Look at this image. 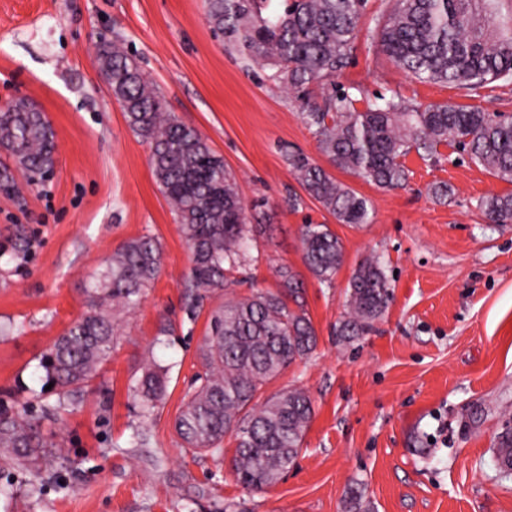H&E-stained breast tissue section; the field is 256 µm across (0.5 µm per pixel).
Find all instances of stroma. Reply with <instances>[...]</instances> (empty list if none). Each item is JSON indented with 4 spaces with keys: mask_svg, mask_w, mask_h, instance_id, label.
<instances>
[{
    "mask_svg": "<svg viewBox=\"0 0 512 512\" xmlns=\"http://www.w3.org/2000/svg\"><path fill=\"white\" fill-rule=\"evenodd\" d=\"M390 10L368 0L349 63L336 81L359 99L399 94L414 102L512 114V85L480 96L404 73L370 31ZM119 36L167 106L196 127L237 177L259 232L247 283L234 292L278 291L280 266L304 283L317 347L264 396L306 389L314 417L295 465L274 485L250 490L224 454L192 455L175 420L200 370L198 349L225 296L206 295L188 314L191 253L158 188L150 149L127 125L96 63L100 37ZM36 102L56 135L54 167L27 184L0 150V402L40 405L37 366L85 310L99 262L126 241L157 238L161 270L134 310L117 318L118 340L83 402L59 423L42 421L67 459L30 496L27 473L0 469V512H347L348 490L372 512H512V475L495 462V436L512 418V224H489L477 202L512 193L452 147L437 161L409 154L406 187L384 190L342 170L337 180L371 202L372 223H335L294 179L288 155L326 159L299 103L245 68L205 19L204 0H0V105ZM454 188L447 203L432 184ZM302 199L291 209L292 196ZM327 224L344 261L332 286L303 264L302 229ZM379 257L393 300L373 329L350 343L336 324L349 280ZM162 367L165 396L149 420L134 386ZM150 442L136 443L138 432Z\"/></svg>",
    "mask_w": 512,
    "mask_h": 512,
    "instance_id": "stroma-1",
    "label": "stroma"
}]
</instances>
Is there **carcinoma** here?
Here are the masks:
<instances>
[{
	"instance_id": "1",
	"label": "carcinoma",
	"mask_w": 512,
	"mask_h": 512,
	"mask_svg": "<svg viewBox=\"0 0 512 512\" xmlns=\"http://www.w3.org/2000/svg\"><path fill=\"white\" fill-rule=\"evenodd\" d=\"M366 0H206L207 16L247 62L271 70L269 80L293 94L318 149L333 167L367 183L395 189L405 185L412 152L434 160L448 145L512 182V116L477 107H423L397 94L357 99L336 84L348 63L354 32ZM372 36L408 76L422 83L453 85L477 95L488 84H512V0H393L389 16ZM97 61L130 129L150 148L160 191L175 213L192 253L185 285L189 312L202 293L228 291L234 271L246 265L253 240L237 179L224 158L195 127L167 111L143 74L140 61L119 40L101 38ZM321 87L316 95L313 85ZM0 147L19 156L27 181L49 173L54 132L42 112L0 110ZM295 180L340 224L372 222L370 201L336 180L300 152L289 155ZM477 207L490 224H512V193L490 194ZM303 262L321 283L330 284L343 262L340 238L326 224H306ZM161 266L159 242L130 239L100 266L86 288V311L56 338L40 359L42 386L56 396L41 417L56 418L78 405L115 344L114 312L131 310ZM283 290L231 296L213 311L199 348L202 372L185 396L175 430L193 453L224 454L234 443L233 467L244 486L275 484L302 451L313 415L309 393L300 386L256 401L261 390L288 366L311 355L317 334L302 300L303 282L288 267L278 271ZM392 301L386 268L377 257L362 262L349 282L336 335L351 340L367 334ZM294 306H289V303ZM140 417L150 418L164 395V381L148 367L137 381ZM495 462L512 473V421L495 436ZM42 437L28 408H0V463L35 475L63 464Z\"/></svg>"
}]
</instances>
